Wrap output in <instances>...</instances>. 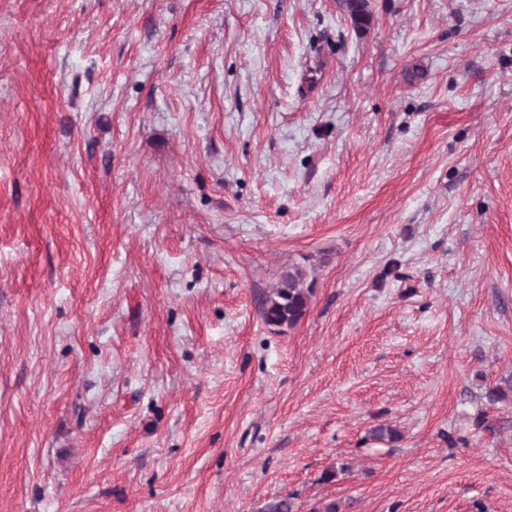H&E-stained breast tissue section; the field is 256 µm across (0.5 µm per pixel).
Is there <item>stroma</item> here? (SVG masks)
I'll return each mask as SVG.
<instances>
[{
  "label": "stroma",
  "instance_id": "obj_1",
  "mask_svg": "<svg viewBox=\"0 0 512 512\" xmlns=\"http://www.w3.org/2000/svg\"><path fill=\"white\" fill-rule=\"evenodd\" d=\"M368 10L0 0V512H512V0ZM313 285V282L307 284V274L302 268L296 266L288 270L262 301L263 321L281 329L297 325L309 309Z\"/></svg>",
  "mask_w": 512,
  "mask_h": 512
}]
</instances>
